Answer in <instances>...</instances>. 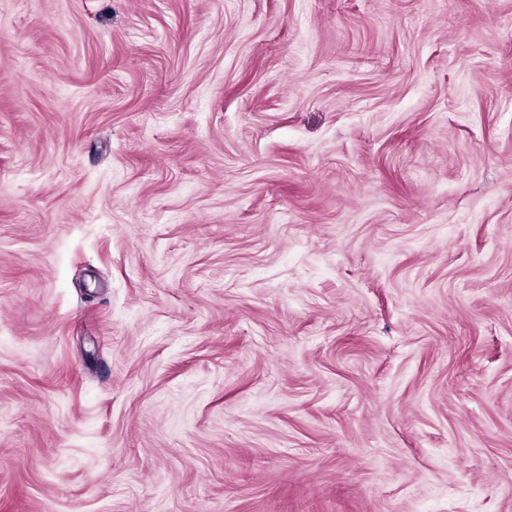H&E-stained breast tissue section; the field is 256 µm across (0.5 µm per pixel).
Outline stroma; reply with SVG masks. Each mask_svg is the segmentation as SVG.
<instances>
[{
    "label": "stroma",
    "instance_id": "obj_1",
    "mask_svg": "<svg viewBox=\"0 0 512 512\" xmlns=\"http://www.w3.org/2000/svg\"><path fill=\"white\" fill-rule=\"evenodd\" d=\"M0 512H512V0H0Z\"/></svg>",
    "mask_w": 512,
    "mask_h": 512
}]
</instances>
